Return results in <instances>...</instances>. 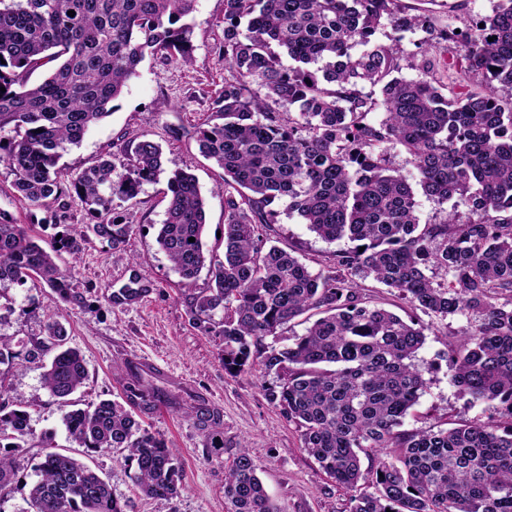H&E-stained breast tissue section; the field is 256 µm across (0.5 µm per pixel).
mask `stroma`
Masks as SVG:
<instances>
[{"mask_svg": "<svg viewBox=\"0 0 512 512\" xmlns=\"http://www.w3.org/2000/svg\"><path fill=\"white\" fill-rule=\"evenodd\" d=\"M411 13L434 16L438 22L463 26L471 17L489 14L492 0H403ZM193 33L187 57H146L127 83L109 117L93 126L79 145L68 146L58 162L59 179L70 184L78 172L97 163L101 155L122 160L130 133L146 134L161 145L166 168L193 173L208 206L203 240L221 251L224 192L220 171L204 159L193 138L194 128L211 114L212 102L224 85V0H197L191 15ZM162 184H144L136 202L114 200L115 213L134 226L131 243L111 248L88 236L90 219L77 195L62 203L35 207L18 197L12 177L0 165V217L29 224L40 244L69 230L86 242L77 255H63L73 287L85 306L55 300L50 289L34 284L0 286V332L17 340L42 335L47 320L63 324L69 346L84 355L88 378L75 394L82 405L102 399L123 401L131 369L141 360L158 364L145 376L159 392L156 406L136 409L143 427L165 439L177 452L183 490L170 501L141 495L122 450L86 453L72 442L62 424L63 408L41 382L35 363L17 361L6 380L13 406L31 413L32 437L16 452V482L0 496V512H26L35 476L33 465L56 450L84 459L106 479L113 495L129 512H224V467L240 446H248L261 467L259 477L280 512H349V493L336 485L301 448L300 431L271 402L267 390L276 382L261 366L233 375L224 369V340L199 329L192 320L195 296L207 288L209 277L184 280L156 242L166 215ZM264 239L295 250L312 271L326 270L341 242L319 238L297 217L261 227ZM372 303L425 325V342L418 357L427 387L404 420L403 431L440 430L464 420L490 425L504 421L497 403L475 401L451 381L449 360L467 320L461 315L438 318L410 309L387 288L366 281ZM201 400L219 416L216 437H208L182 413L183 404Z\"/></svg>", "mask_w": 512, "mask_h": 512, "instance_id": "stroma-1", "label": "stroma"}]
</instances>
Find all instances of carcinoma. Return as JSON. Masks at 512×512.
Returning <instances> with one entry per match:
<instances>
[{
  "instance_id": "1",
  "label": "carcinoma",
  "mask_w": 512,
  "mask_h": 512,
  "mask_svg": "<svg viewBox=\"0 0 512 512\" xmlns=\"http://www.w3.org/2000/svg\"><path fill=\"white\" fill-rule=\"evenodd\" d=\"M195 2L0 0V162L18 193L36 207L66 195L62 152L108 115L146 56L186 54ZM387 26L429 34L416 45L417 77H404L398 47L377 38ZM459 42L466 52L452 65L488 85L449 98L429 47ZM223 52L215 118L194 132L200 153L223 171V258L205 249L206 199L182 169L167 177L157 243L182 278L208 271L211 285L192 314L209 332L213 312L224 311V370L240 375L257 362L275 375L270 400L300 428L301 448L351 492L350 512H512V0H496L458 33L408 14L402 0H224ZM55 61L48 77L30 83ZM130 143L122 172L109 155L70 183L95 219L87 228L114 248L129 244L134 227L112 212L113 198L133 201L165 172L157 143L138 133ZM396 149L409 156L422 193L444 206L439 223L419 224L414 190L392 167ZM283 214L349 246L314 273L260 239L258 226ZM83 242L65 231L45 248L30 225L0 217V285L37 281L62 302L85 304L58 264ZM368 278L415 309L469 319L451 379L475 400L498 402L507 427L470 420L400 430L426 387L416 363L425 327L370 305ZM310 310L321 317L292 344L266 342ZM17 359L41 364L73 442L123 450L146 497L179 495L175 452L130 410L153 403L154 388L132 372L126 404L79 407L72 396L87 378L86 361L57 321L18 350L0 335V448H22L30 436L29 411L5 397ZM185 414L216 433L219 420L204 405ZM363 455L374 461L365 483ZM258 470L240 449L224 470L225 512H279ZM33 471L31 512H127L108 482L72 455L49 451ZM17 475L13 456L0 451V495Z\"/></svg>"
}]
</instances>
